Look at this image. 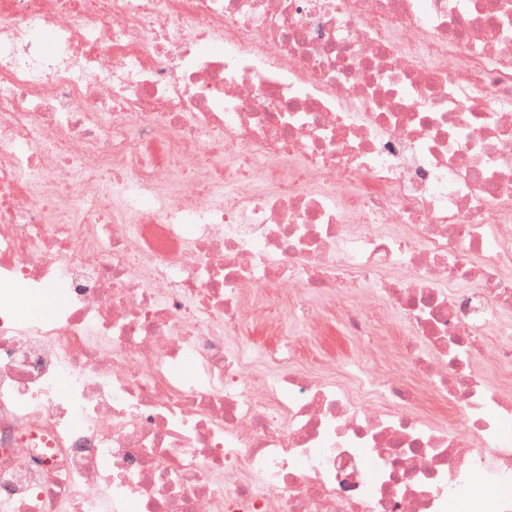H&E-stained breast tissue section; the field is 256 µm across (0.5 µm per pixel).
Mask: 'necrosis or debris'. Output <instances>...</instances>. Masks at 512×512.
<instances>
[{"instance_id": "necrosis-or-debris-1", "label": "necrosis or debris", "mask_w": 512, "mask_h": 512, "mask_svg": "<svg viewBox=\"0 0 512 512\" xmlns=\"http://www.w3.org/2000/svg\"><path fill=\"white\" fill-rule=\"evenodd\" d=\"M367 278L422 384L244 371ZM505 308L512 0H0V512H512ZM499 336L485 335L471 363V371L481 377L488 385L498 388L504 375L492 358V351Z\"/></svg>"}]
</instances>
